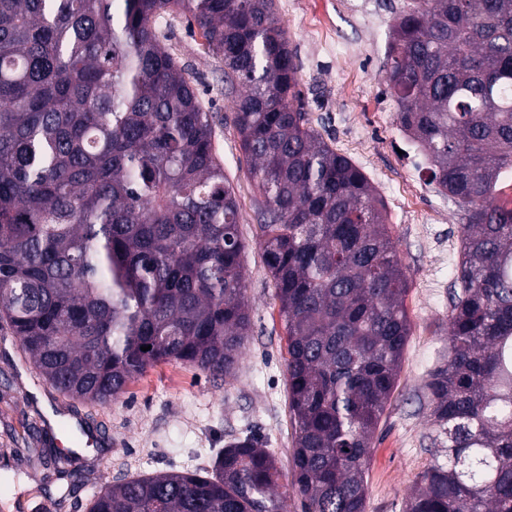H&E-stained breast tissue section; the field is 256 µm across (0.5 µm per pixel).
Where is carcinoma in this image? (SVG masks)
I'll use <instances>...</instances> for the list:
<instances>
[{
    "instance_id": "obj_1",
    "label": "carcinoma",
    "mask_w": 512,
    "mask_h": 512,
    "mask_svg": "<svg viewBox=\"0 0 512 512\" xmlns=\"http://www.w3.org/2000/svg\"><path fill=\"white\" fill-rule=\"evenodd\" d=\"M174 10L240 87L234 123L288 335L293 492L302 512H366L411 335L408 280L375 188L309 125L274 0H0V327L53 390L99 405L160 363L235 372L251 333L239 205L155 25ZM386 82L431 178L467 206L448 359L426 382L448 461L404 509L512 512V208L495 202L512 171V0H413ZM33 435L32 469L67 475L72 453ZM280 477L246 436L209 473L106 484L88 512H288Z\"/></svg>"
}]
</instances>
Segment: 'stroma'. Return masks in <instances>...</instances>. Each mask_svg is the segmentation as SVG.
<instances>
[{"instance_id":"1","label":"stroma","mask_w":512,"mask_h":512,"mask_svg":"<svg viewBox=\"0 0 512 512\" xmlns=\"http://www.w3.org/2000/svg\"><path fill=\"white\" fill-rule=\"evenodd\" d=\"M411 0H275L288 33L311 126L349 157L376 189L407 270L412 323L391 400L374 434L366 512H403L420 473L445 462L432 438L428 373L448 353L450 288L465 211L427 172V160L400 131L386 83L392 25ZM158 27L209 112L214 150L239 204L242 265L252 331L233 376L223 379L162 363L103 407L66 398L39 379L17 337L0 329V512H87L103 482L209 469L216 451L252 434L273 449L283 483L293 475L295 428L288 409L287 334L258 244L260 196L234 124L224 62L207 53L198 27L178 13ZM98 429L97 445L72 441L60 413ZM74 449L71 476L34 478L22 449L29 424Z\"/></svg>"}]
</instances>
